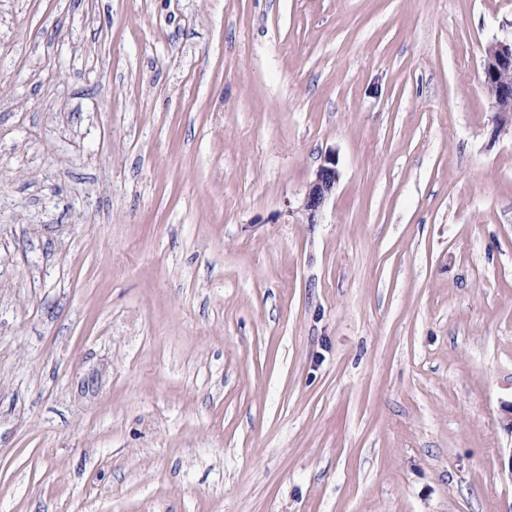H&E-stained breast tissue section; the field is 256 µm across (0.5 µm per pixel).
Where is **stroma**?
I'll return each mask as SVG.
<instances>
[{"label":"stroma","instance_id":"obj_1","mask_svg":"<svg viewBox=\"0 0 512 512\" xmlns=\"http://www.w3.org/2000/svg\"><path fill=\"white\" fill-rule=\"evenodd\" d=\"M511 37L512 0H0V512H512ZM512 39L490 44L485 50L483 85L494 101L496 112H512ZM339 179L336 159L328 155L316 170L304 195L294 206L291 202L287 203L288 215L305 224L319 223L322 210L327 200L335 193Z\"/></svg>","mask_w":512,"mask_h":512}]
</instances>
